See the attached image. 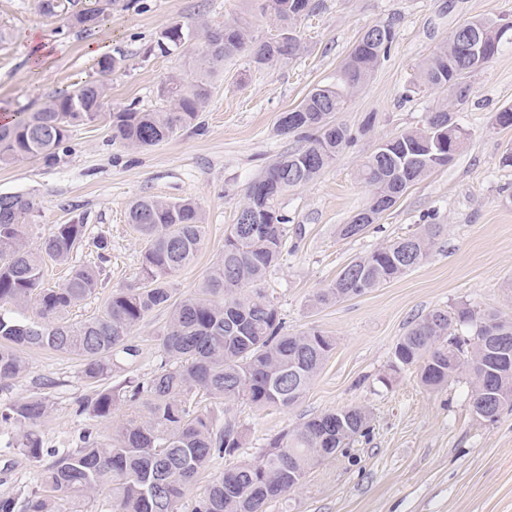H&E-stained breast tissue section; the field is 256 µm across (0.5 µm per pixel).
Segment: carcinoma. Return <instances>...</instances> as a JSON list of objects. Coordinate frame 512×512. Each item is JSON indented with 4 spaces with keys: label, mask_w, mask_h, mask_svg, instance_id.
Listing matches in <instances>:
<instances>
[{
    "label": "carcinoma",
    "mask_w": 512,
    "mask_h": 512,
    "mask_svg": "<svg viewBox=\"0 0 512 512\" xmlns=\"http://www.w3.org/2000/svg\"><path fill=\"white\" fill-rule=\"evenodd\" d=\"M301 0H263V10L280 27L274 53L267 40L233 21L207 31L193 66L194 76L173 72L160 83L165 102L160 110L109 105L112 74L122 59L103 56L97 77L62 90L33 112H19L0 124V165L37 158L59 163L73 150L71 128L109 123L112 138L130 149H144L194 124L212 93L211 78L224 59L250 50L253 61L268 65L300 53L297 35ZM105 6L69 11L71 25L90 32L101 23ZM495 58L512 43V30L502 34L494 18L471 21ZM376 45L361 39L336 72L334 82L318 86L289 113L298 121L278 125L283 135H299L306 145L280 156L247 188L243 208L253 223L235 222L224 237V250L197 291L174 298L169 278L197 257L205 234V218L193 200L168 201L143 196L131 202L128 220L146 240L142 278L112 291L96 314L73 322L69 311L102 287L99 270L72 262L86 225L58 224L47 237L32 243L27 220L37 210L25 193L0 194V384L25 370L22 353L42 349L77 357L84 379L93 385L78 401L77 412L111 419L115 407L131 408L112 426L108 441L86 428L76 448H45L33 427L48 412L37 396L0 402V423L26 428L16 449L27 460L51 461L42 468L38 486L20 498L0 494V512H62L60 503L79 507L103 487L112 492V512H180V503L197 478L214 461L244 447V432L233 405L246 401L256 408L297 405L335 349L336 341L312 328L283 332L278 307L263 289L269 270L280 260L288 239V217L278 208L280 185L290 189L313 181L353 140L336 115L385 60L393 42ZM197 27L176 22L162 31L147 53L170 56L193 41ZM455 34L417 71L429 88L460 86V97L446 99L428 113L425 125L382 140L358 171L371 188L367 205L376 217L365 224H342L339 234L354 238L394 207L403 194L434 170L448 165L468 137L456 114L471 102L470 78L479 68ZM443 225L423 224L418 233L380 245L352 260L313 305L353 298L404 275L422 264L437 244ZM72 263L64 283L48 287L44 264ZM165 308L170 317L160 334L156 367L146 377L128 374L112 388L104 380L140 356L132 332L151 312ZM485 336H504L512 347V317L501 312L477 316L460 305L437 309L418 320L396 343L393 370L415 367L421 384L438 389L465 372L469 403L479 419L499 418L512 405V361L490 354ZM206 397L203 406L198 396ZM370 414L360 406L327 411L271 439L254 458H243L213 479L192 512H267L268 504L300 486L317 458L336 455L369 433Z\"/></svg>",
    "instance_id": "1"
}]
</instances>
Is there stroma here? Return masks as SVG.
<instances>
[{
    "instance_id": "1",
    "label": "stroma",
    "mask_w": 512,
    "mask_h": 512,
    "mask_svg": "<svg viewBox=\"0 0 512 512\" xmlns=\"http://www.w3.org/2000/svg\"><path fill=\"white\" fill-rule=\"evenodd\" d=\"M260 0H137L112 9L93 33L69 27L66 15H45L40 0H0V117L29 112L49 96L95 75V57H124L112 76L111 107L161 108L158 87L169 73L192 68L197 42L168 57L146 48L170 24L223 27L236 20L262 40L278 28ZM512 20V0H325L323 11L302 17L304 46L293 58L255 64L242 52L217 68L210 102L195 125L158 145L130 150L108 125L77 127L74 149L48 167L28 159L0 166V193L35 196L32 240L56 225L83 220L87 232L75 259L97 260L96 242L107 239L101 263L104 288L73 308V319L97 313L112 290L137 283L147 244L128 222L130 202L142 196L191 199L206 217V237L196 259L171 278L175 297L195 292L224 249L248 184L282 154L303 142L278 131L282 113L314 87L330 83L371 26L392 23L389 56L336 119L354 141L314 181L288 189L278 206L290 219L282 258L265 279L288 333L316 327L336 346L305 397L291 409L235 404L246 438L240 454L258 455L271 438L314 415L349 406L371 413L369 437L317 463L303 484L271 502L268 512H512V408L497 422L477 419L470 385L459 377L436 390L422 386L416 369L392 371L393 349L412 322L460 303L484 313L512 314V169L500 156L512 128L496 116L512 105V43L473 76V97L457 116L469 138L447 166L413 185L377 224L344 239L338 225L364 207L370 189L357 172L379 142L423 126L445 92L414 88L418 64L459 25L480 17ZM47 41L40 66L31 63V32ZM432 222L444 230L429 258L401 277L361 296L322 307L312 299L354 258ZM167 310L150 313L133 332L141 350L139 375H149L159 355ZM26 371L0 401L45 398L49 412L37 431L45 447L73 448L85 428L112 433V420L77 414L91 391L79 360L31 350ZM21 429L0 425V493L24 494L39 483L40 464L7 452Z\"/></svg>"
}]
</instances>
